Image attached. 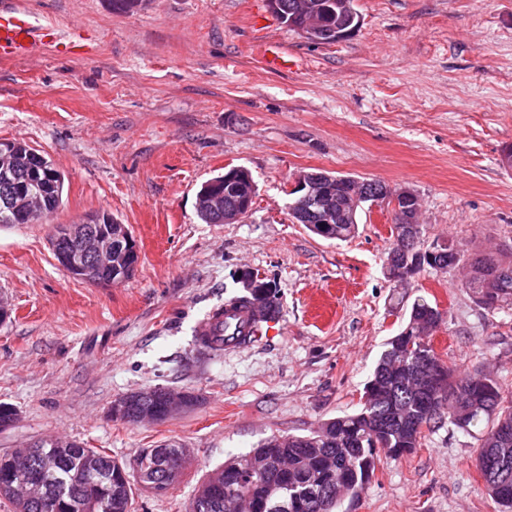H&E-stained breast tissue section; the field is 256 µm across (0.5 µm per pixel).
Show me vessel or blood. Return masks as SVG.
Instances as JSON below:
<instances>
[{"label": "vessel or blood", "instance_id": "vessel-or-blood-1", "mask_svg": "<svg viewBox=\"0 0 512 512\" xmlns=\"http://www.w3.org/2000/svg\"><path fill=\"white\" fill-rule=\"evenodd\" d=\"M46 46L60 53H73V44L64 42L52 26L34 24L29 13L19 6L0 8V57L24 59L31 56L37 47ZM262 316L257 307L242 312L212 310L203 321L200 331L208 335H223L225 351L247 348L248 343L236 335H226L222 325L226 322L243 321L257 324Z\"/></svg>", "mask_w": 512, "mask_h": 512}]
</instances>
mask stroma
Masks as SVG:
<instances>
[{
    "instance_id": "obj_1",
    "label": "stroma",
    "mask_w": 512,
    "mask_h": 512,
    "mask_svg": "<svg viewBox=\"0 0 512 512\" xmlns=\"http://www.w3.org/2000/svg\"><path fill=\"white\" fill-rule=\"evenodd\" d=\"M63 30L75 53L0 59V140L19 139L64 174L49 221L0 226V403L18 418L0 456L49 438L131 461L176 441L190 464L166 495L131 512H188L195 486L270 435H303L355 411L387 339L416 297L443 321L432 337L457 373L483 367L512 392V309H487L461 269L389 281L396 243L386 204L365 207L346 241L292 221L301 171L376 178L413 191L426 243L512 249V0H357L361 24L316 44L267 0H20ZM287 68L268 69L264 45ZM248 169L258 191L234 224L196 215L201 184ZM107 211L140 258L100 288L55 261L57 225ZM271 283L281 314L248 348L197 345L198 325L242 293L239 274ZM164 387L199 398L160 423L113 420L112 402ZM477 432L444 424L417 453L385 458L340 512H500L475 466Z\"/></svg>"
}]
</instances>
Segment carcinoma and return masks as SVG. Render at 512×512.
Returning a JSON list of instances; mask_svg holds the SVG:
<instances>
[{"label":"carcinoma","mask_w":512,"mask_h":512,"mask_svg":"<svg viewBox=\"0 0 512 512\" xmlns=\"http://www.w3.org/2000/svg\"><path fill=\"white\" fill-rule=\"evenodd\" d=\"M274 15L289 28L300 31L315 21L323 22L318 43L336 42V33L352 29L359 16L355 0H275ZM4 151L16 160L14 181L28 184L41 198L38 215L30 218L0 208V224H36L48 220L63 203L64 176L52 161L22 141H10ZM387 185L378 179L358 181L337 175L328 184L326 197L336 212L330 229L333 238L345 240L358 224L354 197L385 201ZM257 190L228 192L224 175L201 186L196 213L205 224L224 223V213L254 204ZM421 231L403 247H394L387 258L388 277L399 281L400 271L422 251ZM468 268L461 287L476 303L489 309L512 306V259L470 252L461 241L449 240L446 248L431 257L422 256L416 271ZM244 294L230 298L235 304L256 305L266 320L280 315L277 298L268 287L242 285ZM441 323L442 313L424 297L415 298L409 322L386 342L364 388L361 407L323 422L307 435H290L288 441L271 435L259 447L234 456L204 478L195 488L189 512H226L224 501L231 494L248 500L250 512H273L278 500L288 501V512H313L318 502L322 512H337L342 493L357 496L374 474L381 456L400 458L420 447L424 430L443 420L480 434L477 457L489 453L512 474V394L506 395L497 380L481 368L465 377L445 364L435 352L425 323ZM25 469L38 485L39 496L15 503L16 512H51L47 503L60 497H76L82 512H131L133 489L159 496L174 486L180 476L161 462L144 465V454L129 463L118 462L106 452L74 441H40ZM56 458L46 465L43 458ZM477 470L485 489L505 512H512V483L501 486L487 474L482 463Z\"/></svg>","instance_id":"1"}]
</instances>
